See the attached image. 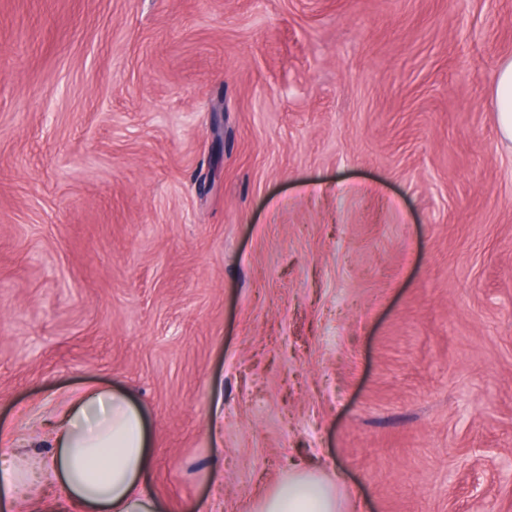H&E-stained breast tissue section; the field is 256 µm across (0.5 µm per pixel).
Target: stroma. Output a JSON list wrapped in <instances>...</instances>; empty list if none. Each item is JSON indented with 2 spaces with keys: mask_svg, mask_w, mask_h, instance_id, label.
<instances>
[{
  "mask_svg": "<svg viewBox=\"0 0 512 512\" xmlns=\"http://www.w3.org/2000/svg\"><path fill=\"white\" fill-rule=\"evenodd\" d=\"M512 0H0V430L130 392L149 489L512 512ZM497 128L502 141L512 142V61L498 70L494 87ZM353 496L334 470L332 474H320L314 469H297L262 498L254 511L341 512L342 500Z\"/></svg>",
  "mask_w": 512,
  "mask_h": 512,
  "instance_id": "stroma-1",
  "label": "stroma"
}]
</instances>
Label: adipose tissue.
Listing matches in <instances>:
<instances>
[{
    "instance_id": "1",
    "label": "adipose tissue",
    "mask_w": 512,
    "mask_h": 512,
    "mask_svg": "<svg viewBox=\"0 0 512 512\" xmlns=\"http://www.w3.org/2000/svg\"><path fill=\"white\" fill-rule=\"evenodd\" d=\"M497 128L512 142V61L498 70L494 87ZM44 452L0 450V497L27 487L31 475L57 485L82 512H170L148 489L151 436L132 396L116 389L81 395L56 421ZM337 474L289 472L255 512H342L351 498Z\"/></svg>"
}]
</instances>
